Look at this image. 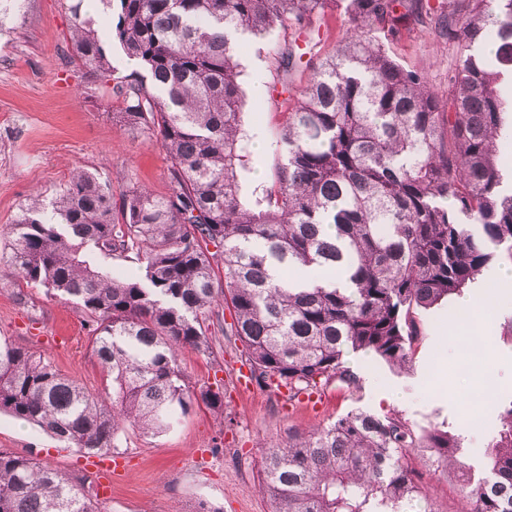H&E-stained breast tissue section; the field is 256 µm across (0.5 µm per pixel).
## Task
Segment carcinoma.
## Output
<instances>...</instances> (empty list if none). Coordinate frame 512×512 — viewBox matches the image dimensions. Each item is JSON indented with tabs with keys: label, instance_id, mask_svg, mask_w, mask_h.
<instances>
[{
	"label": "carcinoma",
	"instance_id": "1",
	"mask_svg": "<svg viewBox=\"0 0 512 512\" xmlns=\"http://www.w3.org/2000/svg\"><path fill=\"white\" fill-rule=\"evenodd\" d=\"M20 0H0V37ZM419 0H99L107 37L141 70L114 68L104 35L71 0L79 66L110 87L125 129L169 158L168 193L134 185L113 200L77 169L51 198L21 206L0 264L27 285L80 307L112 391L94 393L44 354L0 342V413L65 448L109 453L126 429L167 432L197 402L224 412V391L196 388L179 357L208 352L211 326L243 346L251 380L317 393L364 353L411 359L415 310L461 297L483 270L512 262V183L500 132L512 117V0H445L437 30L455 53L448 97L404 69L375 36L398 38ZM347 27L310 67L276 138L271 185L242 201L248 147L235 33L301 30L328 9ZM134 255L114 277L88 259ZM231 322H226L223 311ZM462 438L415 432L398 414L358 410L293 430L261 460L270 512H434L420 465L457 471L471 512H512V402L483 474L460 459ZM92 475L0 451V512H93Z\"/></svg>",
	"mask_w": 512,
	"mask_h": 512
}]
</instances>
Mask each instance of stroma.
I'll list each match as a JSON object with an SVG mask.
<instances>
[{
	"label": "stroma",
	"mask_w": 512,
	"mask_h": 512,
	"mask_svg": "<svg viewBox=\"0 0 512 512\" xmlns=\"http://www.w3.org/2000/svg\"><path fill=\"white\" fill-rule=\"evenodd\" d=\"M441 0H423L428 13L400 38L383 37L386 50L406 69L426 74L431 90L448 93L452 51L435 28ZM72 16L67 0H25L15 28L0 41V249L5 248L21 204L32 191L53 195L75 169L95 173L121 195L133 184L155 194L167 191L168 160L147 136L127 132L112 118L107 88L88 83L73 61L67 42ZM344 16L326 11L299 37L276 29L264 38L236 36L241 64L244 126L249 134L246 190L270 184L277 157L271 150L286 106L271 89L280 79L276 59L294 42L302 60L289 72L294 85L305 83L342 35ZM449 304L418 311L420 334L409 369L398 370L373 357L348 354L360 379L357 390L330 384L308 402L288 400L285 392L258 385L242 388L249 369L242 345L233 337L212 336V353L185 351L180 366L195 387L224 383V410L193 406L172 431L152 436L126 430L113 455L122 459L123 479L103 484L96 512H268L257 489V471L270 441L289 431L308 430L356 410L399 414L416 431L435 427L463 439V460L478 466L491 435L500 426L499 403L512 401V290H503L493 316L494 338L478 359H470L468 335H442L452 320ZM46 354L56 368L92 392L111 389V378L94 357L83 317L75 304L47 297L43 288L15 280L0 265V341ZM476 364L461 378L462 366ZM498 388L492 401L472 406L486 374ZM221 451H214V444ZM0 450L30 456L69 474L84 468L85 453L63 448L49 435L0 413ZM422 489L434 512H466L467 502L452 473L423 469Z\"/></svg>",
	"instance_id": "1"
}]
</instances>
